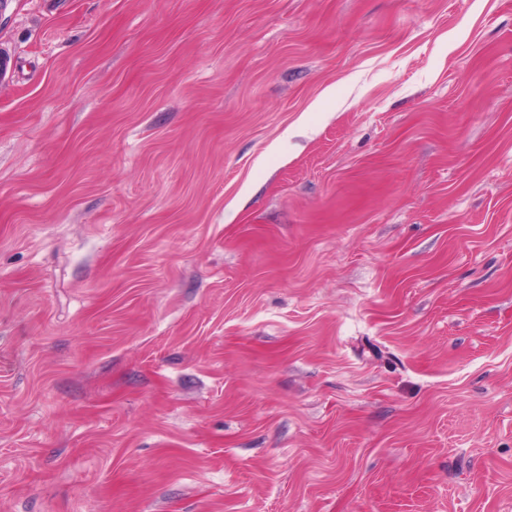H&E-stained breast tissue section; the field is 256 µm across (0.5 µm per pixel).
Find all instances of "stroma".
<instances>
[{
    "label": "stroma",
    "instance_id": "1",
    "mask_svg": "<svg viewBox=\"0 0 512 512\" xmlns=\"http://www.w3.org/2000/svg\"><path fill=\"white\" fill-rule=\"evenodd\" d=\"M0 512H512V0H0Z\"/></svg>",
    "mask_w": 512,
    "mask_h": 512
}]
</instances>
